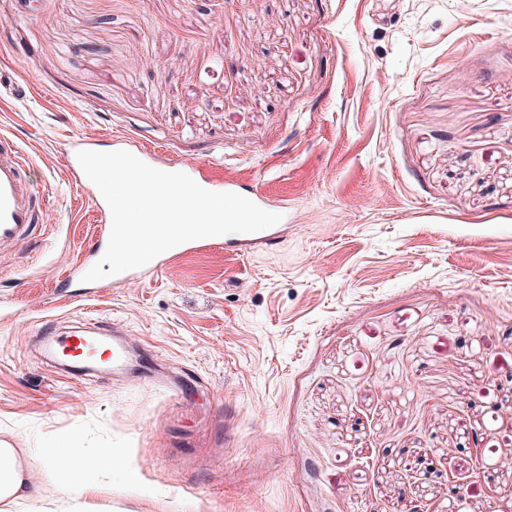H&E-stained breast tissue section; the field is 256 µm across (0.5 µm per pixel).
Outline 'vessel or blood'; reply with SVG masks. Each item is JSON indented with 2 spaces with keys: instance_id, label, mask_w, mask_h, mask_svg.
<instances>
[{
  "instance_id": "vessel-or-blood-1",
  "label": "vessel or blood",
  "mask_w": 512,
  "mask_h": 512,
  "mask_svg": "<svg viewBox=\"0 0 512 512\" xmlns=\"http://www.w3.org/2000/svg\"><path fill=\"white\" fill-rule=\"evenodd\" d=\"M26 162L18 146L7 137H0V247L26 240L33 224L46 216L48 207L23 178ZM48 355L67 354L74 359V368H83L85 356H98L112 364L124 358L120 344L94 337L92 330L76 327L66 335L52 338Z\"/></svg>"
}]
</instances>
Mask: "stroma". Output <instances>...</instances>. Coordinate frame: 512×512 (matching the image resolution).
<instances>
[{"label": "stroma", "mask_w": 512, "mask_h": 512, "mask_svg": "<svg viewBox=\"0 0 512 512\" xmlns=\"http://www.w3.org/2000/svg\"><path fill=\"white\" fill-rule=\"evenodd\" d=\"M0 82L50 201L0 248V440L45 494L12 512H448L408 451L470 475L474 431L466 512H512V0H0ZM78 143L288 203L279 246L231 234L59 295L109 232ZM86 322L123 367L44 357L42 327ZM63 435L129 471L60 497Z\"/></svg>", "instance_id": "stroma-1"}]
</instances>
